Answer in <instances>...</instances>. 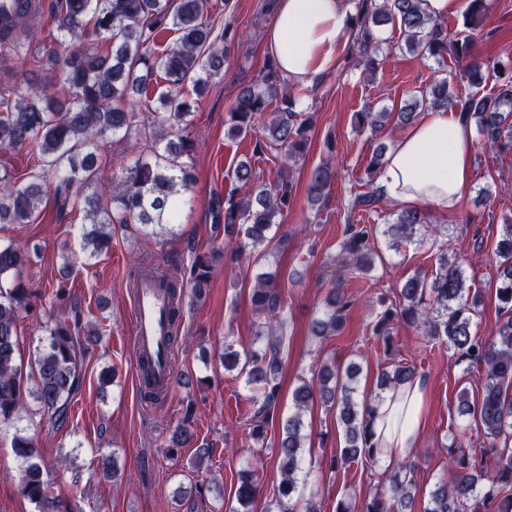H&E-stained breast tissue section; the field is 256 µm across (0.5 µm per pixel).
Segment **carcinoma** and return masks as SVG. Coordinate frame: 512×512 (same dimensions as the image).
<instances>
[{
	"label": "carcinoma",
	"instance_id": "obj_1",
	"mask_svg": "<svg viewBox=\"0 0 512 512\" xmlns=\"http://www.w3.org/2000/svg\"><path fill=\"white\" fill-rule=\"evenodd\" d=\"M20 10L6 20L0 16V61L9 58L16 71L35 64L48 73V80L30 95L0 91V149L31 147L36 162L32 180L22 183L13 173L0 171V224H28L35 218L39 200L53 194L59 220L72 212V202L82 204L85 217L94 227L86 232L92 246L90 256L109 247V238L95 225L143 224L174 228L184 211L193 206L191 164L186 161L192 143L183 136L174 139L163 134V125L182 122L192 104L184 97L189 81L204 88L215 77H224L230 47L237 36L231 22L221 33L212 35L214 22L208 19L209 0H59L55 14L57 35L49 41H35L24 30L20 18L30 9L29 0H16ZM488 11L487 0H466L464 25L469 35L463 40L448 37L443 24L422 8V0H358L352 17L353 45L357 47L363 71L375 74L384 66L378 53L377 28L391 24L404 35L406 49L417 50L442 62L451 58L465 62L461 78L474 88L481 86L484 67L472 52L476 33ZM167 30L178 33L173 45L160 56L153 54L158 36ZM163 81V90L150 93L154 77ZM140 96L139 108L126 111L119 104L129 94ZM464 102L468 118L474 120L489 147L512 132V78L497 86L492 94L470 93L460 99L449 89L448 80L435 82L422 94L421 101L407 104L399 119L409 122L417 108L448 109ZM298 99L268 60L255 85H245L237 93L229 110L230 135L250 136L253 155L277 153L282 167L299 156L307 145V120L297 111ZM270 120L256 127L268 108ZM387 115L382 112L356 113L358 129L380 131ZM134 136L145 142V149L125 167L122 189L112 192L108 202L98 192L101 180L98 150L108 136ZM384 153L371 160L367 190L349 200V213L371 214L382 200L374 186V175L383 165ZM236 179L252 186L250 195L226 199L217 194L210 203L214 224L224 225L229 247L250 249L254 268L251 303L264 317L267 332L257 335L247 349L238 351L224 341V369L236 370L249 385L259 387L262 401L249 418L250 434L256 441L266 439L268 425L279 424L276 443L281 481L274 501L279 512H316L312 502L301 503L299 474L305 469L304 422L302 413L314 400L336 413L344 435V447L329 458L332 470L348 462H375L376 447L371 442L367 416L371 402L359 399L355 382L360 366L322 362L312 370V378L300 380L293 392L295 412L277 417L281 399L280 376L284 366V298L274 285L275 274L262 270L263 261L281 244L274 229L277 217L284 214L293 194V183L281 177L267 186L256 184V168L249 161L238 164ZM334 180L331 167L313 169L308 188L316 204ZM389 245L398 250L414 236L424 240L432 234L448 235V226L425 224L415 210H402L384 230ZM372 230L365 224H348L341 241L345 270L368 272L380 253L371 244ZM500 271L496 297L503 316L496 332L479 337L471 332L480 298L464 287L459 263L438 256V269L432 281L414 275L398 291L396 299L380 314L373 335L388 349L393 343V325L404 322L432 341L453 351L456 362L476 366L484 372L477 396L464 391L459 396L463 416L479 420L487 439L484 448L458 447L450 452L455 469L452 481H441L428 494L423 512H512V221L502 225L494 251ZM27 253L19 246L0 243V422L19 417L23 409L22 370L16 364L20 332L16 309L25 301L27 290L20 273L27 264ZM210 266L200 256L184 267L183 275L168 281L171 320L180 321L181 303L188 286L200 297L208 287ZM355 299L342 291L336 278L326 298L323 317L309 325L310 336L324 342L336 335ZM47 349L36 361L35 393L42 412L60 427L67 423L71 405L84 381V362L90 336L85 334L82 313L71 309L68 316L46 327ZM415 369L400 362L387 366L379 375V388L385 390L413 379ZM192 406H186L183 419L172 436V446L193 440ZM13 448L23 460L20 491L38 508V512H62L53 495L39 453L25 434L14 437ZM410 466L391 475L387 491L364 503L362 512H413L417 483ZM254 472H240L236 489V512H252L258 495Z\"/></svg>",
	"mask_w": 512,
	"mask_h": 512
}]
</instances>
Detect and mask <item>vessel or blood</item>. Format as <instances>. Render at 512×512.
Here are the masks:
<instances>
[{
	"label": "vessel or blood",
	"instance_id": "obj_1",
	"mask_svg": "<svg viewBox=\"0 0 512 512\" xmlns=\"http://www.w3.org/2000/svg\"><path fill=\"white\" fill-rule=\"evenodd\" d=\"M128 313L138 354L150 359L157 383L164 391H171L176 351L170 340V300L159 275L149 273L139 280L132 291Z\"/></svg>",
	"mask_w": 512,
	"mask_h": 512
}]
</instances>
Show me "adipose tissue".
Here are the masks:
<instances>
[{
  "mask_svg": "<svg viewBox=\"0 0 512 512\" xmlns=\"http://www.w3.org/2000/svg\"><path fill=\"white\" fill-rule=\"evenodd\" d=\"M350 15L347 0H278L265 49L290 82L310 83L332 71L350 45ZM474 145L462 109L430 113L397 139L376 186L384 198L406 206L457 210L473 187ZM429 400V384L420 377L374 400L368 420L384 469H398L411 457Z\"/></svg>",
  "mask_w": 512,
  "mask_h": 512,
  "instance_id": "obj_1",
  "label": "adipose tissue"
}]
</instances>
